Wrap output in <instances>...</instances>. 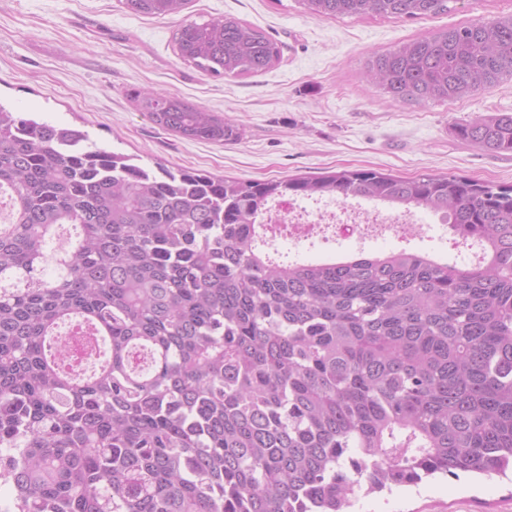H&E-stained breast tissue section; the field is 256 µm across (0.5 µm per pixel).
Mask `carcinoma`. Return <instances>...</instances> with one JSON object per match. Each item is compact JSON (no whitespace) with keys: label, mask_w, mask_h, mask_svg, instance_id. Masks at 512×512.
I'll return each instance as SVG.
<instances>
[{"label":"carcinoma","mask_w":512,"mask_h":512,"mask_svg":"<svg viewBox=\"0 0 512 512\" xmlns=\"http://www.w3.org/2000/svg\"><path fill=\"white\" fill-rule=\"evenodd\" d=\"M187 0H123L165 17ZM327 17L420 18L452 0H297ZM210 75L282 47L232 18L183 24ZM392 100L458 101L512 80V14L374 51ZM128 96L162 129H241L178 95ZM512 152V114L455 127ZM0 487L8 512H344L436 474L512 469V185L377 170L248 180L152 166L0 105ZM368 198L441 213L471 268L399 251L279 263L269 202ZM93 329L56 341L60 324ZM95 357L90 373L74 362Z\"/></svg>","instance_id":"carcinoma-1"}]
</instances>
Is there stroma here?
Segmentation results:
<instances>
[{"instance_id": "obj_1", "label": "stroma", "mask_w": 512, "mask_h": 512, "mask_svg": "<svg viewBox=\"0 0 512 512\" xmlns=\"http://www.w3.org/2000/svg\"><path fill=\"white\" fill-rule=\"evenodd\" d=\"M512 13V0H456L423 18L341 17L303 12L297 0H189L163 19L129 12L120 0H0V103L53 125L87 131L97 144L144 163L205 170L241 180L319 177L376 169L402 178L460 175L512 184V153L461 141L456 123L512 113V80L457 102L392 101L365 78L372 51L449 26ZM235 18L282 46L269 70L215 77L186 64L174 35L184 21ZM176 93L239 126V141H191L154 125L126 96L129 87ZM416 231L400 237L313 238L280 253L326 260L331 251L408 250L472 265L437 215L414 209ZM347 512H512V480L498 475L437 477L392 493L359 496Z\"/></svg>"}]
</instances>
